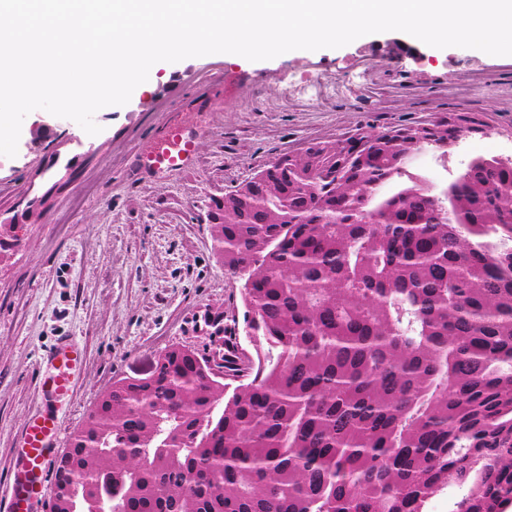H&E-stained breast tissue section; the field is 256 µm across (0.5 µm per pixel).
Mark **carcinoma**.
<instances>
[{
  "label": "carcinoma",
  "instance_id": "cac0c4a2",
  "mask_svg": "<svg viewBox=\"0 0 512 512\" xmlns=\"http://www.w3.org/2000/svg\"><path fill=\"white\" fill-rule=\"evenodd\" d=\"M459 114L312 143L224 194L256 357L171 345L112 382L56 465L75 512H500L512 500V160L376 191ZM232 393H227V390ZM229 397H224V394Z\"/></svg>",
  "mask_w": 512,
  "mask_h": 512
}]
</instances>
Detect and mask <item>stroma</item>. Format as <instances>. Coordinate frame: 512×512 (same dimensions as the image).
I'll list each match as a JSON object with an SVG mask.
<instances>
[{
  "label": "stroma",
  "mask_w": 512,
  "mask_h": 512,
  "mask_svg": "<svg viewBox=\"0 0 512 512\" xmlns=\"http://www.w3.org/2000/svg\"><path fill=\"white\" fill-rule=\"evenodd\" d=\"M391 41L418 46L420 60L383 57ZM320 72L351 84V94L325 110L288 102L291 83ZM461 83L468 96L456 93ZM452 113L474 117L482 131L413 154L407 166L439 191L475 159L512 158V56L387 31L257 62L219 53L160 63L127 104L95 114L93 136L45 110L29 113L17 155L0 156V224L19 240L0 253V501L18 436L45 409L37 374L58 337H76L84 352L55 409L65 441L113 380L165 347L223 353L214 316L250 348L242 282L211 250L212 198L307 143ZM168 126L195 137V161L153 176L139 160ZM39 127L48 138H34Z\"/></svg>",
  "instance_id": "35a3bbf8"
}]
</instances>
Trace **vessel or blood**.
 Listing matches in <instances>:
<instances>
[{
  "label": "vessel or blood",
  "instance_id": "obj_1",
  "mask_svg": "<svg viewBox=\"0 0 512 512\" xmlns=\"http://www.w3.org/2000/svg\"><path fill=\"white\" fill-rule=\"evenodd\" d=\"M195 146L194 137L182 129H166L145 153L144 166L155 172L190 168ZM81 356V349L70 339H61L50 356L49 368L38 377L47 409L30 419L18 437L5 512H33L35 504L48 498L49 477L60 452L53 408L69 394L81 371Z\"/></svg>",
  "mask_w": 512,
  "mask_h": 512
}]
</instances>
